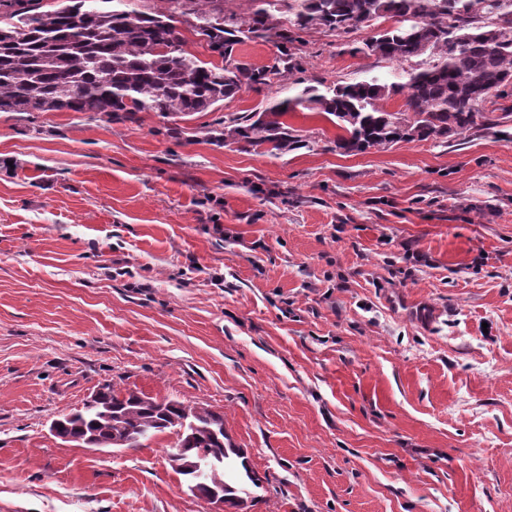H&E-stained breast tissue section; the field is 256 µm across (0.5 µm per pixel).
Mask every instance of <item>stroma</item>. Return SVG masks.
<instances>
[{
    "label": "stroma",
    "instance_id": "obj_1",
    "mask_svg": "<svg viewBox=\"0 0 512 512\" xmlns=\"http://www.w3.org/2000/svg\"><path fill=\"white\" fill-rule=\"evenodd\" d=\"M304 71L211 112H0V512H207L176 437L81 448L105 383L211 405L251 512H512V141L344 154L202 128L393 65L301 34Z\"/></svg>",
    "mask_w": 512,
    "mask_h": 512
}]
</instances>
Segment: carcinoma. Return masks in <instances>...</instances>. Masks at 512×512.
Here are the masks:
<instances>
[{"instance_id":"cac0c4a2","label":"carcinoma","mask_w":512,"mask_h":512,"mask_svg":"<svg viewBox=\"0 0 512 512\" xmlns=\"http://www.w3.org/2000/svg\"><path fill=\"white\" fill-rule=\"evenodd\" d=\"M0 0V112H83L114 123L139 112L163 116L206 112L243 89L256 91L302 70L299 32L321 28L338 37L371 28L374 34L349 45L354 55L409 63L423 55L424 67L403 71V82L380 76L333 85L308 84L295 96L261 110L224 117L208 131L226 141L285 154L301 143L286 122L299 108L316 110L344 131L333 140L349 154L401 142L446 143L473 131L512 122V107L487 109L512 83V0H248L239 16L227 0ZM419 18V37L378 29L387 19ZM193 28L221 63L205 62L185 49L177 24ZM274 39L284 50L271 66L255 67L233 57L235 46ZM404 95V108L389 112L382 101ZM99 397L57 419L60 435L96 448H137L162 433L176 436L172 469L186 477L200 500L215 491L230 506L247 490L241 469L258 483L242 449L224 428V413L201 403L158 400L111 383Z\"/></svg>"}]
</instances>
